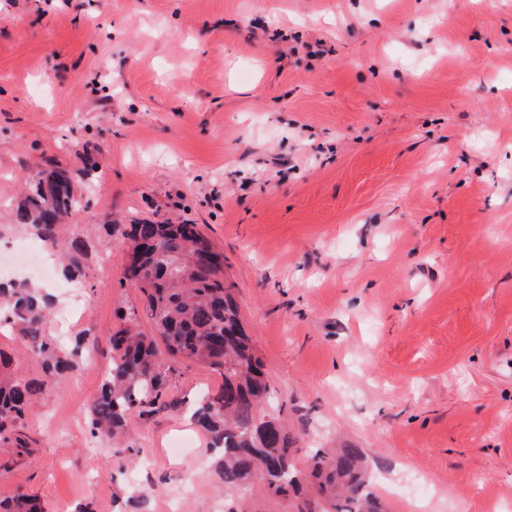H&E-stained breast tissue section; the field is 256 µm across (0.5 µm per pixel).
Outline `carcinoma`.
Masks as SVG:
<instances>
[{
  "label": "carcinoma",
  "mask_w": 512,
  "mask_h": 512,
  "mask_svg": "<svg viewBox=\"0 0 512 512\" xmlns=\"http://www.w3.org/2000/svg\"><path fill=\"white\" fill-rule=\"evenodd\" d=\"M83 167L74 171L48 164L28 176L23 200L12 213L15 225L32 228L43 242H53L57 226L79 205L74 184L91 177L95 168L88 150ZM127 240L142 277L134 281L143 294L152 331L138 330L135 308L119 312L123 326L112 332L110 363L100 390L89 407L90 433L112 440V460L125 464L142 453L125 442L135 419L159 409L180 410L167 399L175 365L190 363L224 376V386L205 396L192 420L213 446L215 474L224 495L243 502L258 491L266 497L293 496L291 512H388L374 492L367 457L357 448H322L299 461L288 424L268 414L269 393L263 365L252 337L241 321L224 268L197 262L212 244L195 224L141 220L106 227ZM85 243L74 239L62 273L71 281L81 275ZM53 295L32 284H0V320L16 328L39 374L29 378L9 370L10 358L0 353V449L21 456L30 452L24 422L38 396L73 372L78 348L58 345L47 332ZM0 512H43L25 493L0 500Z\"/></svg>",
  "instance_id": "cac0c4a2"
}]
</instances>
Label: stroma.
<instances>
[{"label":"stroma","instance_id":"obj_1","mask_svg":"<svg viewBox=\"0 0 512 512\" xmlns=\"http://www.w3.org/2000/svg\"><path fill=\"white\" fill-rule=\"evenodd\" d=\"M56 252L83 302L51 335L80 366L0 456L45 512H224L205 435L169 410L113 464L87 410L116 311L142 306L107 224H195L224 254L298 445L358 448L390 512H512V0H0V243L46 159L78 169ZM223 377L178 366L171 397ZM196 434L172 457L169 439ZM85 252V243L82 239H74L70 244V249L66 257V265L62 273L63 276L71 281H75L81 275L82 257Z\"/></svg>","mask_w":512,"mask_h":512}]
</instances>
